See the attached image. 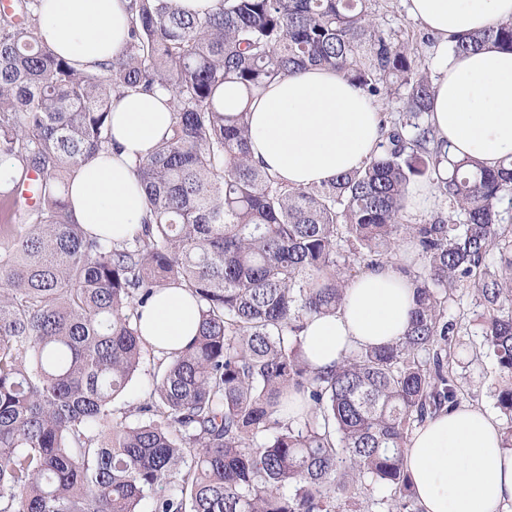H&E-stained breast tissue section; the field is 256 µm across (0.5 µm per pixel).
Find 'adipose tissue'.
Returning <instances> with one entry per match:
<instances>
[{
	"label": "adipose tissue",
	"mask_w": 512,
	"mask_h": 512,
	"mask_svg": "<svg viewBox=\"0 0 512 512\" xmlns=\"http://www.w3.org/2000/svg\"><path fill=\"white\" fill-rule=\"evenodd\" d=\"M408 15L439 39L429 121L453 159L496 166L512 157V52L488 46L454 54L451 37L512 18V0H405ZM130 27L128 0H42L38 37L79 70L120 55ZM379 110L342 74L311 68L267 87L251 105L252 159L277 180L307 187L362 166L379 142ZM112 144L72 176L69 198L77 223L91 235L123 240L149 215L135 174L137 160L167 135L166 93L114 97ZM409 277L391 265L351 281L336 313L308 321L301 334L314 369L330 370L351 350L403 336L412 306ZM198 326L192 294L174 286L143 309L144 340L160 351L187 346ZM404 467L424 512H512V451L499 424L464 405L427 420L412 433Z\"/></svg>",
	"instance_id": "obj_1"
}]
</instances>
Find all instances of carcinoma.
Instances as JSON below:
<instances>
[{"instance_id":"1","label":"carcinoma","mask_w":512,"mask_h":512,"mask_svg":"<svg viewBox=\"0 0 512 512\" xmlns=\"http://www.w3.org/2000/svg\"><path fill=\"white\" fill-rule=\"evenodd\" d=\"M41 0L0 5V512H421L403 460L413 430L462 405L464 317L477 292L503 445L512 449V161L453 160L428 113L422 46L381 28L378 0H219L203 17L129 0L125 54L78 71L36 36ZM512 51V19L452 49ZM337 71L379 116L360 168L289 187L249 153L250 107L308 68ZM170 95L173 123L135 171L151 218L122 243L89 235L66 195L73 169L112 142V96ZM37 174L36 203L19 189ZM416 181L443 206L414 220ZM412 251L402 255L400 243ZM386 263L414 303L399 342L330 372L302 352L304 323L336 311L351 278ZM176 285L199 303L183 350L144 341L141 308ZM152 359L155 385L127 423L112 402ZM298 395L304 416L288 418Z\"/></svg>"}]
</instances>
